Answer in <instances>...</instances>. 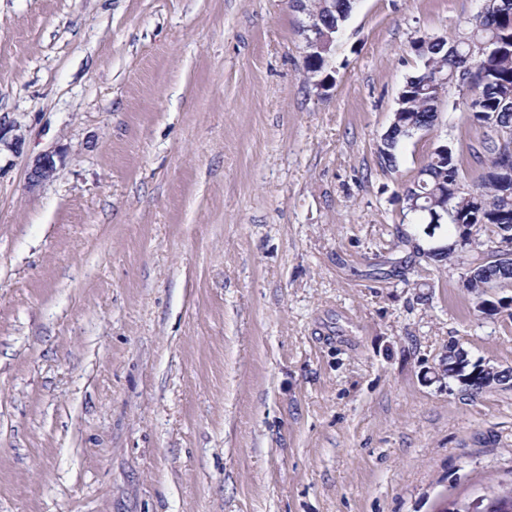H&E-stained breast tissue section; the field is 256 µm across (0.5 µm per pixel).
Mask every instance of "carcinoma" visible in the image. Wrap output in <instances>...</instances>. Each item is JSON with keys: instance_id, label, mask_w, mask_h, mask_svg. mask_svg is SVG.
I'll return each instance as SVG.
<instances>
[{"instance_id": "1", "label": "carcinoma", "mask_w": 512, "mask_h": 512, "mask_svg": "<svg viewBox=\"0 0 512 512\" xmlns=\"http://www.w3.org/2000/svg\"><path fill=\"white\" fill-rule=\"evenodd\" d=\"M322 0H308V9L319 11L321 24L330 36L339 33L349 18L354 0H334L336 9L320 8ZM420 56L426 60L416 74L407 78L401 89L404 97L403 108L407 112V121L425 126L436 120L438 111V89H446L462 79L467 84V94L479 105V112L464 111L472 125H482L493 120L498 129L499 140L491 141L482 134L477 143L468 145L470 157L480 159L487 166V172L480 182L472 187L462 181V167L453 147L443 151L442 144L433 148L428 162L418 171L417 176L406 189L405 204L417 198V204L423 206L421 213L439 212L443 205L454 212V218L448 220L454 233L465 227L468 236L465 254L454 250L432 252L421 251L412 239L400 236L395 247L413 245L416 252L435 264L455 261L462 266L465 288L474 300L488 299L490 291L512 286V268L490 277H469L468 267L483 266L484 262H495L498 239L501 234L497 228L502 224L512 227V176L500 171L502 156L499 147L512 145V101L503 98L502 93L512 89V0H484V6L476 16L471 30L464 35L448 39L429 38L418 46ZM412 129L391 132L390 143L385 146L386 156L383 162L390 168L396 164V148L405 138L410 137ZM475 193L479 196L480 206L475 208L467 196ZM480 369L484 375L501 371L493 363L481 359H448L444 374L457 382L470 375L474 369ZM512 505V483L491 488L488 512H512L498 508L503 503Z\"/></svg>"}]
</instances>
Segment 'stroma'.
I'll return each instance as SVG.
<instances>
[{
    "instance_id": "stroma-1",
    "label": "stroma",
    "mask_w": 512,
    "mask_h": 512,
    "mask_svg": "<svg viewBox=\"0 0 512 512\" xmlns=\"http://www.w3.org/2000/svg\"><path fill=\"white\" fill-rule=\"evenodd\" d=\"M482 0H357L305 70L289 0H0V512H483L512 368L380 149L420 36ZM55 178L32 188L41 154ZM53 153L39 155L28 171V184L31 187L38 186L54 177L57 171ZM461 349L465 352L466 359H460V357H458V360L454 361L452 358H448V368L446 367L443 370L444 374L448 375V379L459 383V380L464 376H469L474 368H480V373H484V377L499 373V371L502 370H507L501 369L499 366L490 363V361L483 363L484 359L472 360L468 357L466 350Z\"/></svg>"
}]
</instances>
